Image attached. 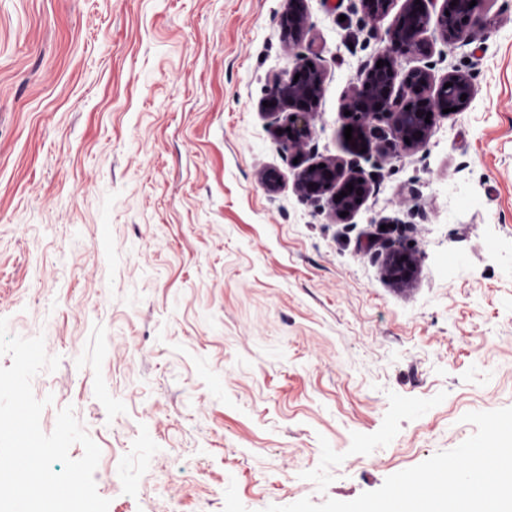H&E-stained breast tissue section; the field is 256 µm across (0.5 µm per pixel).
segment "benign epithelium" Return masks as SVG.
Listing matches in <instances>:
<instances>
[{"label":"benign epithelium","instance_id":"1","mask_svg":"<svg viewBox=\"0 0 512 512\" xmlns=\"http://www.w3.org/2000/svg\"><path fill=\"white\" fill-rule=\"evenodd\" d=\"M456 5H451V2ZM396 0H361L362 10L369 21L378 23L391 11ZM404 0L393 24L380 35L382 47L378 59L385 62L365 70L364 77L354 91L350 109L354 128L360 132L375 130L373 123L382 122L385 129L378 135L380 148L397 154L421 148L438 120L448 117L446 108L461 112L470 104L474 86L470 75L453 71L435 82L429 68L410 70L398 79L397 58L404 55L430 56L433 38L439 37L448 45L467 38L468 33L488 24L487 11L494 0ZM306 26L303 11L295 7L281 19L283 33L291 43L301 39ZM324 84V74L317 65L298 57L291 72L276 75L270 81L265 101L267 114L288 112V128L282 137L288 149L295 154L310 135L309 118L317 110ZM466 100H461V95ZM430 122H425V118ZM343 180L340 190L347 195L340 200L330 195L338 180ZM353 190H348V185ZM297 187L307 200L318 203L324 196L333 201L336 213H353L371 192V183L355 171L344 174L339 162L325 164L323 168H304L298 177ZM386 269L395 282L408 283L414 271L415 259L406 253L391 252L385 258Z\"/></svg>","mask_w":512,"mask_h":512}]
</instances>
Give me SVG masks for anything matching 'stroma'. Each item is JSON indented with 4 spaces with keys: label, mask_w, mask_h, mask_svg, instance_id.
Returning a JSON list of instances; mask_svg holds the SVG:
<instances>
[{
    "label": "stroma",
    "mask_w": 512,
    "mask_h": 512,
    "mask_svg": "<svg viewBox=\"0 0 512 512\" xmlns=\"http://www.w3.org/2000/svg\"><path fill=\"white\" fill-rule=\"evenodd\" d=\"M290 7L0 0V317L59 357L40 426L73 409L108 512L348 502L512 407V0L399 59L475 94L397 157L344 136L380 48L360 0H303L294 47ZM299 54L324 86L297 158L262 102ZM332 159L372 181L345 217L297 189ZM306 26V17L299 7L291 9L281 19L283 33L290 43H297L301 39ZM385 265L387 271L389 270L393 276L390 277L392 280L400 284H406L414 272L415 259L409 254L394 251L386 256ZM409 271L410 274H408Z\"/></svg>",
    "instance_id": "obj_1"
}]
</instances>
